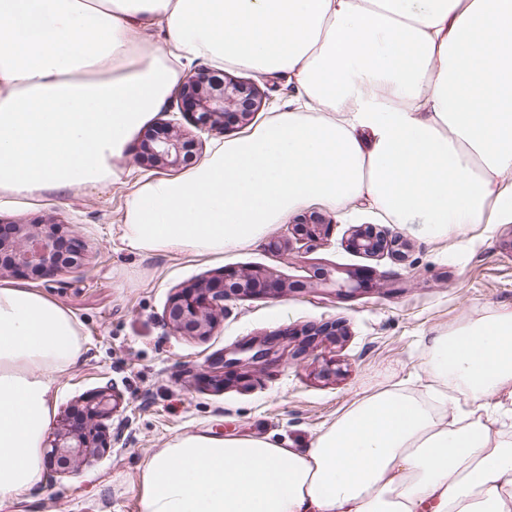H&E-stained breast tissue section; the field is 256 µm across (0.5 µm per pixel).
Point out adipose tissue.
<instances>
[{"mask_svg": "<svg viewBox=\"0 0 512 512\" xmlns=\"http://www.w3.org/2000/svg\"><path fill=\"white\" fill-rule=\"evenodd\" d=\"M288 77L287 111L127 198L122 243L221 257L364 198L431 240L512 218V0H0V197L120 180L180 62ZM73 316L0 287V503L43 480ZM421 393L352 404L311 447L183 433L142 512H512V310L431 336Z\"/></svg>", "mask_w": 512, "mask_h": 512, "instance_id": "ef3b65f1", "label": "adipose tissue"}]
</instances>
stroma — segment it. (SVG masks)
Segmentation results:
<instances>
[{
    "mask_svg": "<svg viewBox=\"0 0 512 512\" xmlns=\"http://www.w3.org/2000/svg\"><path fill=\"white\" fill-rule=\"evenodd\" d=\"M150 135L143 130L131 142L119 182L0 206L5 221L69 225L87 249L80 270L36 284L71 313L84 339L82 358L57 380L52 428L106 382L121 397L108 423L116 437L111 448L68 473L43 465L41 485L0 512H141L143 467L189 430L309 447L360 397L392 385L419 391L430 384L429 336L492 309H512L511 220L472 224L432 241L417 225L388 223L359 201L352 217L333 216L321 244L290 260L271 252L267 240L222 257L132 253L118 225L128 195L153 175L138 162ZM361 225L400 235L409 247L400 255L355 252L348 239ZM251 267L271 271L291 291L226 301L223 319L204 338L168 325L165 311L180 288ZM329 267L360 281L362 290L345 297L314 288ZM335 323L339 342L316 335V328ZM256 339L271 342L274 362L245 376L228 369L223 385L208 383L202 370L210 359ZM329 362L340 367L338 376H322Z\"/></svg>",
    "mask_w": 512,
    "mask_h": 512,
    "instance_id": "stroma-1",
    "label": "stroma"
}]
</instances>
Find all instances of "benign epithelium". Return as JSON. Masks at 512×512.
Masks as SVG:
<instances>
[{
	"mask_svg": "<svg viewBox=\"0 0 512 512\" xmlns=\"http://www.w3.org/2000/svg\"><path fill=\"white\" fill-rule=\"evenodd\" d=\"M272 100L261 94L255 84L224 77V71L201 67L187 75L172 95L171 108L185 117H194L196 127L212 132L235 123L248 125L255 115L269 109ZM195 140L178 132L175 119L165 121L161 133L142 153L141 164L150 168H179L194 157ZM331 220L321 215L293 225L294 239L305 245L326 234ZM402 254L408 243L398 235L390 237L371 230L358 233L350 242L356 252L373 255L385 246ZM82 242L61 224H23L0 221V275L19 272L39 281L68 269L84 265ZM331 288L336 294L353 296L359 288L351 279L325 270L316 283L285 285L261 269H242L223 273L201 283L181 289L170 300L166 317L174 331L189 336H208L217 317L224 316V302L251 294H281L292 289ZM275 360V351L267 340H255L246 347L226 349L212 359L211 372L237 368L244 373ZM118 406L112 382L99 387L84 405L74 412L54 438L49 441L47 456L60 471L76 466L78 461L105 447L103 421L112 417Z\"/></svg>",
	"mask_w": 512,
	"mask_h": 512,
	"instance_id": "benign-epithelium-1",
	"label": "benign epithelium"
}]
</instances>
